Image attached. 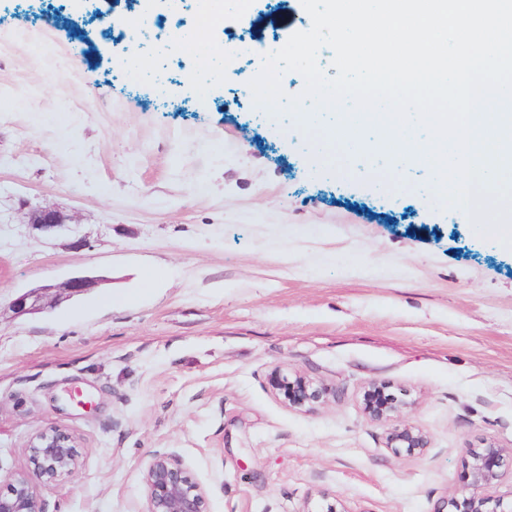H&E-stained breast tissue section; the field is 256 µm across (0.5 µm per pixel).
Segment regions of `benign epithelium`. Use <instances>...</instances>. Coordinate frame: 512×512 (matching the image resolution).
I'll return each mask as SVG.
<instances>
[{"label": "benign epithelium", "instance_id": "7a95c632", "mask_svg": "<svg viewBox=\"0 0 512 512\" xmlns=\"http://www.w3.org/2000/svg\"><path fill=\"white\" fill-rule=\"evenodd\" d=\"M29 222L44 232H53L63 225V216L54 208L41 207L31 212ZM96 284L95 277H74L62 286L44 285L25 292L11 306L18 314L42 312L58 296L73 297ZM270 381L278 399L294 410L311 407L329 395L316 380L302 373L287 375L276 369ZM398 412L394 403L367 407L370 420L387 427L389 448L426 451L430 446L427 434L417 426L394 423ZM77 448V438L65 430L49 427L36 433L27 445V468L10 475L6 490L0 491V512H44V493L78 471L81 461ZM467 452V493L460 499L448 500L447 507L451 512H483V506L492 502L490 512H512V504L506 506L489 497L505 475L502 449L485 441ZM142 481L146 489L144 512H208L206 491L188 477L183 461L172 450L159 448L151 452L142 468Z\"/></svg>", "mask_w": 512, "mask_h": 512}]
</instances>
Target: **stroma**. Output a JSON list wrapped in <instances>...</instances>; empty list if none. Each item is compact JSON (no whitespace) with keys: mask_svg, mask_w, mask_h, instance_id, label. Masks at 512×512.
<instances>
[{"mask_svg":"<svg viewBox=\"0 0 512 512\" xmlns=\"http://www.w3.org/2000/svg\"><path fill=\"white\" fill-rule=\"evenodd\" d=\"M286 2L287 26L255 32L256 12ZM196 10L164 0L133 41L137 0H0V36L31 32L0 44V476L55 426L81 467L44 512H144L158 448L182 457L208 512H434L465 491L467 447L512 451V250L423 203L428 168L362 153L378 130L348 137L352 99L300 104L344 143L323 152L296 112L258 110L254 56L230 83L204 62L210 43L272 48L308 30L301 0L225 9L218 29ZM41 207L64 225L36 229ZM82 275L104 281L40 313L10 307ZM277 367L338 396L290 410ZM374 383L397 397L396 423L428 433L424 453L388 448L364 413ZM75 388L93 408L69 401ZM62 214L51 207H41L33 210L29 222L37 226L41 231L54 232L63 225Z\"/></svg>","mask_w":512,"mask_h":512,"instance_id":"obj_1","label":"stroma"}]
</instances>
